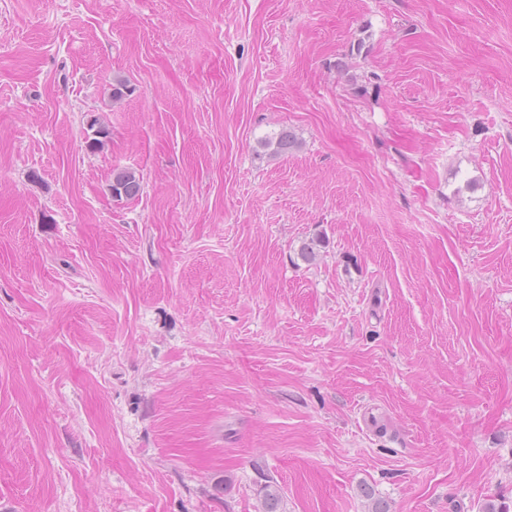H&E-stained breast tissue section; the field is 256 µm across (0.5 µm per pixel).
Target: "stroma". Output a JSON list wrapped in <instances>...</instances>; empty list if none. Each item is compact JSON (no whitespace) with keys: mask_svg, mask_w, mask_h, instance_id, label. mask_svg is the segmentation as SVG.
Here are the masks:
<instances>
[{"mask_svg":"<svg viewBox=\"0 0 512 512\" xmlns=\"http://www.w3.org/2000/svg\"><path fill=\"white\" fill-rule=\"evenodd\" d=\"M272 482L512 506V0H0V512ZM258 143L263 149H270V154L272 155L288 153L297 145L294 136L289 131L284 130L272 136H265ZM111 191L112 196L118 199H134L141 191L140 177L133 171H120L113 177Z\"/></svg>","mask_w":512,"mask_h":512,"instance_id":"stroma-1","label":"stroma"}]
</instances>
